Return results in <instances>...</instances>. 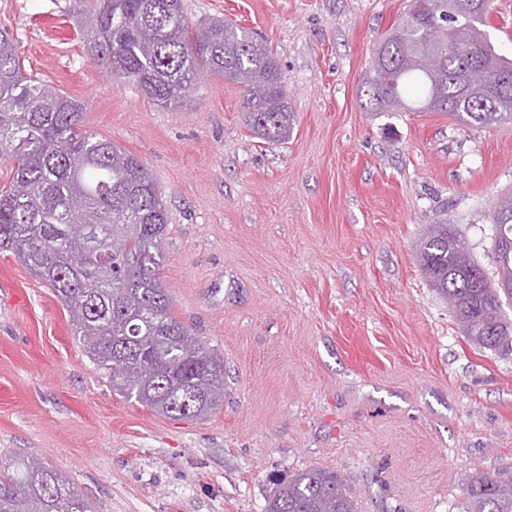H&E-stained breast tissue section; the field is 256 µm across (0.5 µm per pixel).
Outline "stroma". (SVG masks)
<instances>
[{"label":"stroma","instance_id":"stroma-1","mask_svg":"<svg viewBox=\"0 0 512 512\" xmlns=\"http://www.w3.org/2000/svg\"><path fill=\"white\" fill-rule=\"evenodd\" d=\"M408 0H182L264 36L296 113L270 142L238 85L162 109L87 55L85 0H0L25 73L140 157L170 217L173 312L224 359V404L172 421L116 395L51 288L0 253V455L47 462L95 512H264L278 479L336 472L358 512H459L512 477V354L476 348L416 246L454 224L492 269L512 124L374 112L363 82Z\"/></svg>","mask_w":512,"mask_h":512}]
</instances>
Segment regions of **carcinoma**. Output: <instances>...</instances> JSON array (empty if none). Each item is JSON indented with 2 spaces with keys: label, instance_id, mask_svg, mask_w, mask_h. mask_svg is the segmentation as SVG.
<instances>
[{
  "label": "carcinoma",
  "instance_id": "cac0c4a2",
  "mask_svg": "<svg viewBox=\"0 0 512 512\" xmlns=\"http://www.w3.org/2000/svg\"><path fill=\"white\" fill-rule=\"evenodd\" d=\"M410 0L375 52L366 81L375 112H445L481 127L512 124V59L497 52L488 0ZM82 39L97 65L161 108L187 103L202 74L242 91L245 126L272 142L293 134L295 112L273 51L261 36L212 19L189 26L182 0H90ZM438 58L431 72L420 52ZM489 69L475 82L470 58ZM66 141L68 154L48 146ZM0 251L42 280L67 308L73 335L109 371L112 391L174 421L202 420L224 403V359L172 311L163 281L168 215L135 154L86 129L83 105L23 72L0 33ZM495 272L471 257L448 222L419 245L421 271L455 308L473 344L512 353V195L492 215ZM505 481L469 479L462 512H512ZM0 512H91L53 467L0 459ZM265 512H357L335 472L310 468L277 481Z\"/></svg>",
  "mask_w": 512,
  "mask_h": 512
}]
</instances>
